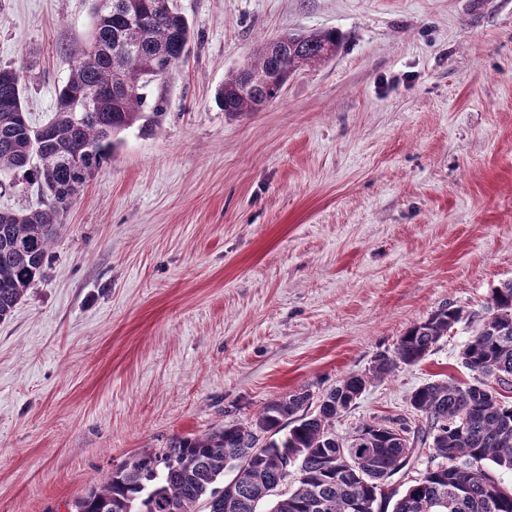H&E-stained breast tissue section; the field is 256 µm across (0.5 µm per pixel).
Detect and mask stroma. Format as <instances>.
<instances>
[{"mask_svg": "<svg viewBox=\"0 0 512 512\" xmlns=\"http://www.w3.org/2000/svg\"><path fill=\"white\" fill-rule=\"evenodd\" d=\"M186 63L63 214L0 322V512H65L169 438L251 421L367 371L413 323L512 280V0H172ZM91 0H0V65L46 123ZM342 43L262 111L215 91L258 45ZM462 320L368 385L340 433L473 380Z\"/></svg>", "mask_w": 512, "mask_h": 512, "instance_id": "1", "label": "stroma"}]
</instances>
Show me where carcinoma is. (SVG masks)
I'll use <instances>...</instances> for the list:
<instances>
[{
    "instance_id": "cac0c4a2",
    "label": "carcinoma",
    "mask_w": 512,
    "mask_h": 512,
    "mask_svg": "<svg viewBox=\"0 0 512 512\" xmlns=\"http://www.w3.org/2000/svg\"><path fill=\"white\" fill-rule=\"evenodd\" d=\"M155 0H112V13L93 8L84 43L72 53L53 118L34 145L24 106L21 71L0 66V175H22L46 196L43 207L0 211V322L8 319L31 285L44 277L61 216L120 135L146 132L161 115L145 112L146 90L189 54L188 20L176 9L154 10ZM334 30L288 33L255 51L215 93L231 116L257 112L278 99L299 64L336 54ZM94 112L77 115L88 101ZM480 326L461 351L473 384L428 383L411 395L417 422L366 421L339 434L367 385L401 366L421 361L464 317ZM512 281L491 290L484 313L445 305L413 324L393 350L374 356L364 373H352L314 403L305 389L283 396L248 423H226L166 447L134 455L71 503L70 512H512ZM246 457L224 482L226 461ZM417 476L384 493L396 475Z\"/></svg>"
}]
</instances>
